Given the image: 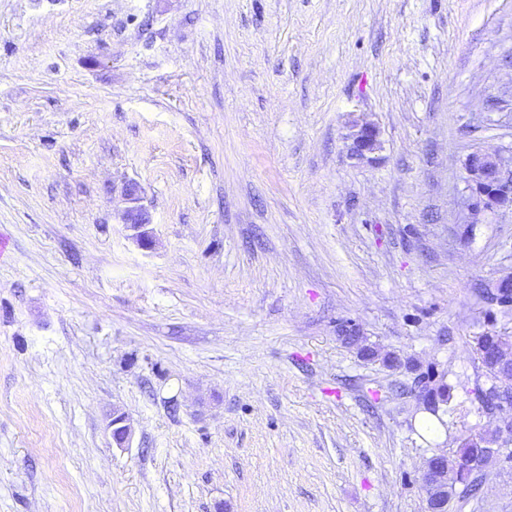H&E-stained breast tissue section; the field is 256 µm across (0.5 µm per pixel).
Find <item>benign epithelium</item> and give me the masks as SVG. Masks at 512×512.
Instances as JSON below:
<instances>
[{
	"instance_id": "benign-epithelium-1",
	"label": "benign epithelium",
	"mask_w": 512,
	"mask_h": 512,
	"mask_svg": "<svg viewBox=\"0 0 512 512\" xmlns=\"http://www.w3.org/2000/svg\"><path fill=\"white\" fill-rule=\"evenodd\" d=\"M357 150L372 152L377 145V133L368 125L359 128L355 137ZM467 180L473 190L472 211L512 208V156L474 154L466 166Z\"/></svg>"
}]
</instances>
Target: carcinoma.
<instances>
[{
	"mask_svg": "<svg viewBox=\"0 0 512 512\" xmlns=\"http://www.w3.org/2000/svg\"><path fill=\"white\" fill-rule=\"evenodd\" d=\"M479 343L488 346L490 356L482 361L491 385L479 390L480 399L486 412L493 414L503 408L500 400L512 398V345L500 335L486 333L479 338ZM417 383L422 387L431 403V410H436L437 404L447 397V385L439 379L434 368L420 373ZM499 442L498 435H475L464 440L455 457L448 461L436 462V472L433 474L426 492L431 499L449 501L456 494L459 485L468 486L472 483V475L482 470L490 461L499 455L495 448ZM464 461L474 463L470 474L462 473L461 464Z\"/></svg>",
	"mask_w": 512,
	"mask_h": 512,
	"instance_id": "carcinoma-1",
	"label": "carcinoma"
}]
</instances>
